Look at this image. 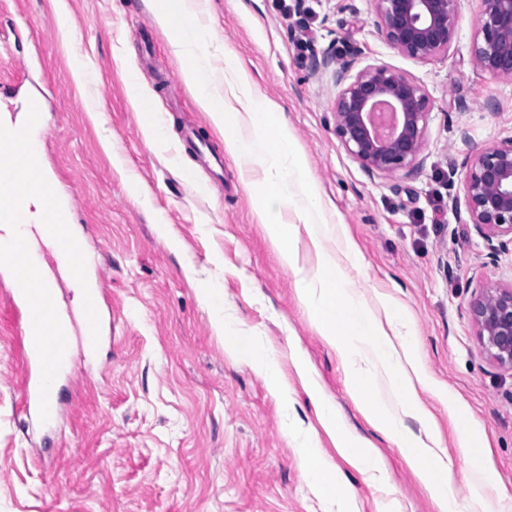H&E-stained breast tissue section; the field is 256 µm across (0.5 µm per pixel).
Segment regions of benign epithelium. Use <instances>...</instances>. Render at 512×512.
<instances>
[{"label":"benign epithelium","instance_id":"obj_1","mask_svg":"<svg viewBox=\"0 0 512 512\" xmlns=\"http://www.w3.org/2000/svg\"><path fill=\"white\" fill-rule=\"evenodd\" d=\"M463 0H372L381 31L398 53L418 61L448 54ZM471 61L480 72L512 79V0H477ZM355 57L336 67V137L370 173L412 169L423 152L434 102L421 85L386 64L352 72ZM461 184L470 223L490 257L512 244V137L469 157ZM479 340L512 369V286L487 289L472 305Z\"/></svg>","mask_w":512,"mask_h":512}]
</instances>
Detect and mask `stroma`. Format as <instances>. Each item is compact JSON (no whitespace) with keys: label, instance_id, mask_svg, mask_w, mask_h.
Returning a JSON list of instances; mask_svg holds the SVG:
<instances>
[{"label":"stroma","instance_id":"obj_1","mask_svg":"<svg viewBox=\"0 0 512 512\" xmlns=\"http://www.w3.org/2000/svg\"><path fill=\"white\" fill-rule=\"evenodd\" d=\"M204 23L223 71L230 47L260 102L279 105L326 207L359 249L351 277L371 307L394 298L414 329L426 374L477 421L496 492L512 497V369L483 349L471 312L487 288L512 284V249L490 258L470 225L460 183L448 180L469 155L512 136V80L476 71V0H464L447 55L417 61L385 41L371 0H208ZM72 39H64L62 28ZM307 46H300L301 34ZM149 0H0V84L14 88L0 113L23 112L45 91L42 158L74 204L112 309V333L97 366L76 364L63 415L42 431L21 416L24 368L17 338L23 309L0 276V512H437L402 451L357 409L346 370L301 297L300 279L321 272L306 232L286 266L258 212L274 205L225 155L205 170L183 142L223 152L217 129L185 82ZM357 67L387 64L430 95L420 164L368 172L336 137V68L327 51ZM175 88L167 90L164 81ZM142 92L163 122L148 143ZM224 291V319L273 357L280 386L225 351L200 299ZM300 352L343 422L369 439L384 464L377 482L359 471L322 426L292 359ZM312 435L340 480L326 492L304 474L300 445Z\"/></svg>","mask_w":512,"mask_h":512}]
</instances>
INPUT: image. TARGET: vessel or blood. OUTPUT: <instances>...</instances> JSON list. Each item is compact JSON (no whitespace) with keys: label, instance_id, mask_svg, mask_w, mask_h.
<instances>
[{"label":"vessel or blood","instance_id":"b4317fda","mask_svg":"<svg viewBox=\"0 0 512 512\" xmlns=\"http://www.w3.org/2000/svg\"><path fill=\"white\" fill-rule=\"evenodd\" d=\"M29 143L27 125L0 124V197L5 200L0 207V222L6 224L29 221L16 190L19 174L12 154L14 145ZM53 239L50 266L54 273H66L73 285L83 288L80 311H72L41 278L26 238L13 242L17 260L4 268L11 281L10 300L25 311L19 338L25 369L23 406L46 429L53 428L60 415L59 389L62 381L71 375L74 348H81L90 359L104 340L105 286L93 272L83 241L63 240L58 232Z\"/></svg>","mask_w":512,"mask_h":512}]
</instances>
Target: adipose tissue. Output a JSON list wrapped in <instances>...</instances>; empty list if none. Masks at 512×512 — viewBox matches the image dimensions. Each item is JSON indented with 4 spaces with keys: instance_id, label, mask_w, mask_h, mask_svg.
<instances>
[{
    "instance_id": "ef3b65f1",
    "label": "adipose tissue",
    "mask_w": 512,
    "mask_h": 512,
    "mask_svg": "<svg viewBox=\"0 0 512 512\" xmlns=\"http://www.w3.org/2000/svg\"><path fill=\"white\" fill-rule=\"evenodd\" d=\"M174 11L160 10L157 23L173 28L171 37L177 57L187 60L186 81L196 91V102L208 112L215 127L234 124L239 134L225 140L230 155L251 158L255 168L242 172L244 183L253 184L255 170H262L261 185L272 199L287 201L297 221L283 224L272 208L259 216L284 264L296 263L293 239L298 230H306L314 248L324 241H336L339 256L323 254L331 279H300L297 288L312 308L325 338L336 346L345 366L349 391L359 410L373 427L396 442L412 471L423 479L425 488L438 505V512H512L504 498H492L491 472L487 466V445L470 417L456 405H449V415L462 423L459 446L462 466H455L441 447L428 410L420 401L417 387L429 381L417 360L411 327L401 308L385 300L383 315H376L352 287L350 270L358 268L359 255L349 241L344 225L332 223L319 195L310 168L289 134L277 107L258 111L249 74L232 50L224 52V71L215 73L210 64V34L202 24L201 0H174ZM52 181H45L38 194L25 195L31 224L0 226V246H6L15 234L38 233L49 241L55 227L52 214L45 206L46 195L54 194ZM204 303L213 313L218 335L224 348L249 361L255 360V336L231 328L224 321V294L217 288L202 291ZM308 388L326 429L338 440L353 464L371 478L381 477L383 469L370 444L352 433L340 421L335 406L323 395L316 383ZM418 423V430L407 427V420ZM469 488L466 500H458L457 485Z\"/></svg>"
}]
</instances>
